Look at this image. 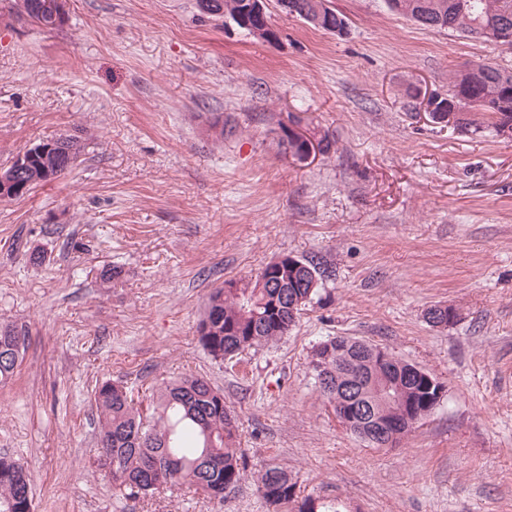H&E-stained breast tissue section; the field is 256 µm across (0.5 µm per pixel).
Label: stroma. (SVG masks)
I'll list each match as a JSON object with an SVG mask.
<instances>
[{"label": "stroma", "mask_w": 512, "mask_h": 512, "mask_svg": "<svg viewBox=\"0 0 512 512\" xmlns=\"http://www.w3.org/2000/svg\"><path fill=\"white\" fill-rule=\"evenodd\" d=\"M329 4L344 34L266 0L265 41L198 0H65L53 30L0 0V169L81 144L65 174L0 200V322L26 336L0 455L31 470L36 512H270L269 467L346 512H512V138L416 105L463 66L512 71V49L385 0ZM292 128L323 150L294 155ZM283 255L319 262L316 301L281 339L213 358L197 332L211 291ZM437 305L456 321L432 325ZM334 336L420 366L442 400L369 446L310 365ZM188 375L238 417L240 482L220 500L115 487L95 464L96 385L146 403Z\"/></svg>", "instance_id": "1"}]
</instances>
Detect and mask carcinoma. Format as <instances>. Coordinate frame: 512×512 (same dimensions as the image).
<instances>
[{
	"label": "carcinoma",
	"instance_id": "1",
	"mask_svg": "<svg viewBox=\"0 0 512 512\" xmlns=\"http://www.w3.org/2000/svg\"><path fill=\"white\" fill-rule=\"evenodd\" d=\"M49 0H15L14 14L39 27L55 28L45 4ZM399 14L431 29H455L490 41L498 33L499 46L512 47L503 35L512 30V0H398ZM201 10L223 14L232 21L242 14L245 0H199ZM512 73L491 64L476 73L460 70L448 76L451 95L461 107L482 110L478 121L461 115L456 126L479 130L487 124L499 130L512 123V96L505 84ZM43 151L26 165L17 180L26 190L52 180L75 165L80 145L74 137L38 143ZM295 274L283 272L260 283L239 281V288H217L209 296L205 318L199 326V341L215 359L233 357L248 349L273 342L295 325L301 311L317 294L301 287V281L321 279L314 260H302ZM300 306L291 308L297 298ZM18 332L9 323L0 324V383L10 379L22 360ZM341 352L326 349L311 361L316 377L352 378L358 381L360 402L375 408V417L395 419L396 408L382 402L378 364L373 344L346 338ZM388 380L402 388L419 389L414 365L390 355ZM100 419V454L97 465L112 482L144 494L164 486L188 483L203 494L224 497V491L241 479L244 452L239 448L236 415L224 407V393L197 376L170 381L153 394L146 411L134 407L125 387L104 381L94 392ZM32 476L20 461L0 455V512H34ZM257 491L272 512H342L336 500L298 498L297 483L280 468H268L259 477Z\"/></svg>",
	"mask_w": 512,
	"mask_h": 512
}]
</instances>
